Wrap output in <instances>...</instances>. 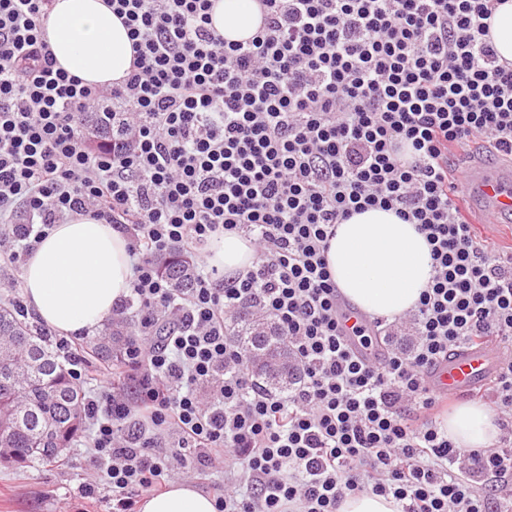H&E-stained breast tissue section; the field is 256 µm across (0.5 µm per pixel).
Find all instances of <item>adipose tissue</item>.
Wrapping results in <instances>:
<instances>
[{
    "mask_svg": "<svg viewBox=\"0 0 512 512\" xmlns=\"http://www.w3.org/2000/svg\"><path fill=\"white\" fill-rule=\"evenodd\" d=\"M213 27L229 41L249 39L260 25L253 0H215ZM45 37L58 67L88 85L125 78L132 41L123 21L103 0H54ZM126 233L79 216L53 227L35 244L22 268L27 306L57 333H91L111 317L133 284ZM210 262L232 278L251 268L249 241L232 234L213 241ZM328 271L341 294L362 313L388 320L415 308L431 285V248L416 225L395 211L371 208L337 225L326 252ZM440 428L463 448H485L498 434L488 406L464 401ZM138 512H216L215 499L187 481L139 501Z\"/></svg>",
    "mask_w": 512,
    "mask_h": 512,
    "instance_id": "1",
    "label": "adipose tissue"
}]
</instances>
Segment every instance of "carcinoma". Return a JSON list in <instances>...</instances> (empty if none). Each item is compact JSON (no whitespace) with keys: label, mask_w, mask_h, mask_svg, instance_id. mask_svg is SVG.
<instances>
[{"label":"carcinoma","mask_w":512,"mask_h":512,"mask_svg":"<svg viewBox=\"0 0 512 512\" xmlns=\"http://www.w3.org/2000/svg\"><path fill=\"white\" fill-rule=\"evenodd\" d=\"M177 288L194 283L191 257L175 253L158 264ZM238 345L257 376L270 390L286 393L299 367L277 326L238 315ZM133 328L110 319L86 342L96 356L120 362L126 357ZM86 396L73 382L66 364L39 326L21 310L0 306V465L58 462L83 432Z\"/></svg>","instance_id":"1"}]
</instances>
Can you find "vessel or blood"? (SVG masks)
<instances>
[{"label": "vessel or blood", "instance_id": "b4317fda", "mask_svg": "<svg viewBox=\"0 0 512 512\" xmlns=\"http://www.w3.org/2000/svg\"><path fill=\"white\" fill-rule=\"evenodd\" d=\"M459 208L465 220H478L484 234L499 238L505 219L512 218V166L468 165ZM505 359V351L495 342L461 348L436 363L426 384L443 396L471 392L489 385Z\"/></svg>", "mask_w": 512, "mask_h": 512}]
</instances>
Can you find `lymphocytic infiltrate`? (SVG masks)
I'll return each instance as SVG.
<instances>
[{"label":"lymphocytic infiltrate","instance_id":"lymphocytic-infiltrate-1","mask_svg":"<svg viewBox=\"0 0 512 512\" xmlns=\"http://www.w3.org/2000/svg\"><path fill=\"white\" fill-rule=\"evenodd\" d=\"M262 24L229 42L213 0H108L133 42L123 81L93 87L57 68L44 38L53 0H0V242L9 261L73 215L130 233L140 331L117 368L91 370L61 340L78 383L93 380L85 424L113 512L162 490L164 437L204 464L240 469L217 512H338L349 494L398 512H512V359L485 398L500 435L462 448L440 432L442 398L425 384L448 353L512 346V252L489 248L459 214L455 151L512 160V65L489 21L497 0H258ZM112 128L92 146L87 116ZM395 210L431 246L436 275L405 317L347 334L325 253L337 224ZM26 226H19V219ZM249 239L252 269L231 281L207 265L210 242ZM197 261L192 288L157 257ZM276 322L302 369L268 390L228 336L238 312ZM406 350L369 356L405 321Z\"/></svg>","mask_w":512,"mask_h":512}]
</instances>
